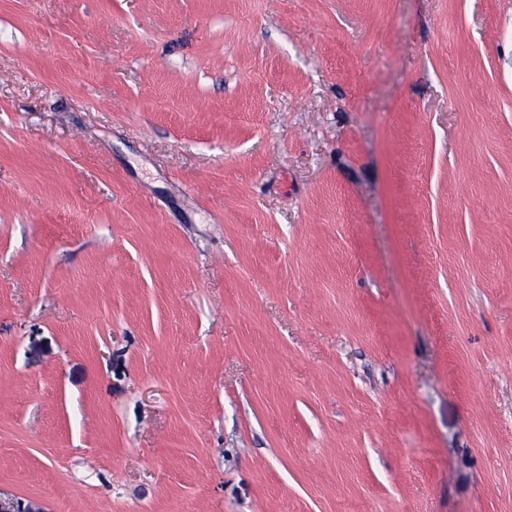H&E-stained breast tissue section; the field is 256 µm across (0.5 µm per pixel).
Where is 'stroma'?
<instances>
[{
	"mask_svg": "<svg viewBox=\"0 0 512 512\" xmlns=\"http://www.w3.org/2000/svg\"><path fill=\"white\" fill-rule=\"evenodd\" d=\"M0 493L512 512V0H0Z\"/></svg>",
	"mask_w": 512,
	"mask_h": 512,
	"instance_id": "obj_1",
	"label": "stroma"
}]
</instances>
